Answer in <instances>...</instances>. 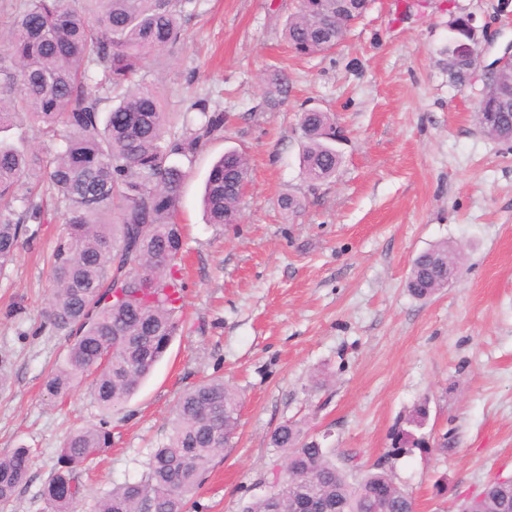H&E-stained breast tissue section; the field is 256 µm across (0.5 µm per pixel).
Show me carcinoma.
<instances>
[{"mask_svg": "<svg viewBox=\"0 0 512 512\" xmlns=\"http://www.w3.org/2000/svg\"><path fill=\"white\" fill-rule=\"evenodd\" d=\"M193 0H22L16 14L0 17L8 29L0 45V133L32 131L52 144L21 150L0 138V273L15 260L25 225L47 221L48 201L64 230L52 254L53 288L43 311L47 325L69 342L65 362L46 383L48 395L66 397L84 377L106 413L123 406L166 353L180 327L184 288L179 277L184 240L175 213L192 161L224 132V113L192 104L197 123L167 111L160 87L146 80L145 64L173 49ZM334 0H304L285 27L299 55L334 48ZM476 122L496 139L512 125V97L476 106ZM182 130L174 131L178 121ZM302 165L312 185L331 178L336 130L327 113L301 118ZM248 174L244 155H223L205 184L208 223L237 216ZM459 267L456 249L440 242L420 252L407 279L410 294L432 297ZM144 274L155 287L140 288ZM240 420L238 393L222 378L205 379L179 399L167 441L154 449L141 478L112 486L96 512H185ZM269 444L284 454V470L263 497L240 512H414L408 491L394 481L391 460L424 448L399 429L384 462L358 478L336 465L323 442L301 423L285 421ZM112 445L107 422L72 430L42 496L50 512H74L83 495L79 474ZM34 464L28 448L0 456V502L13 500ZM488 512H512V482L490 484Z\"/></svg>", "mask_w": 512, "mask_h": 512, "instance_id": "carcinoma-1", "label": "carcinoma"}]
</instances>
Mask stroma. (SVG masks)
I'll list each match as a JSON object with an SVG mask.
<instances>
[{"mask_svg": "<svg viewBox=\"0 0 512 512\" xmlns=\"http://www.w3.org/2000/svg\"><path fill=\"white\" fill-rule=\"evenodd\" d=\"M298 0H194L183 39L146 75L172 112L207 100L223 137L197 153L178 210L185 256L182 324L140 390L103 415L87 383L63 399L44 384L68 341L45 326L49 258L62 216L27 227L0 274V455L30 448L36 464L0 512H48L42 488L69 431L107 419L112 445L83 468L76 512H95L112 485L140 479L166 441L183 392L221 376L241 394L239 427L187 512H239L262 495L280 453L269 436L304 420L339 466L379 462L391 433L426 404L428 451L394 462L416 512H457L512 477V144L489 137L474 109L483 68L512 43V0H371L335 49L294 55L284 41ZM472 15L480 68L448 78L449 25ZM288 91L271 102L275 76ZM327 112L343 134L340 164L310 188L300 117ZM236 149L249 161L238 221L206 223L212 162ZM302 202L284 210V196ZM459 247L456 280L427 300L406 281L413 259L440 242Z\"/></svg>", "mask_w": 512, "mask_h": 512, "instance_id": "stroma-1", "label": "stroma"}]
</instances>
